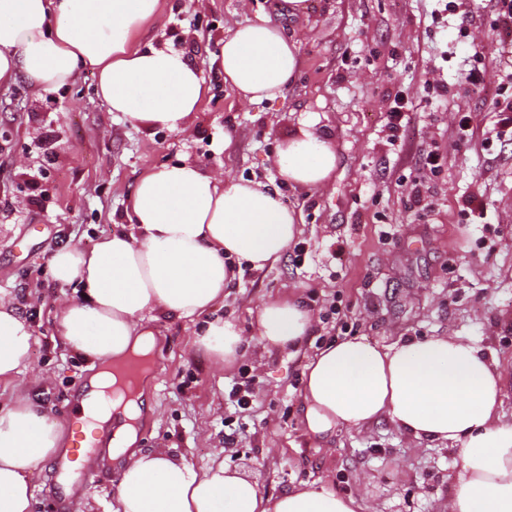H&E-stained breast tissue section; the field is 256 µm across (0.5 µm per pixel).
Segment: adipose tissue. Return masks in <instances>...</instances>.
<instances>
[{"label":"adipose tissue","instance_id":"adipose-tissue-1","mask_svg":"<svg viewBox=\"0 0 512 512\" xmlns=\"http://www.w3.org/2000/svg\"><path fill=\"white\" fill-rule=\"evenodd\" d=\"M164 0H0V86L24 76L38 93L96 78L109 111L146 127L187 133L206 88L198 69L173 47L142 48V29ZM224 80L245 102L282 95L299 69V40L260 19L229 28L217 57ZM337 155L305 128L278 145L282 181L327 186ZM131 229L91 250L67 245L51 260L62 284L80 283L79 299L58 306L63 344L93 368H121L156 346L147 313L199 318L195 342L224 368L243 337L233 321L208 319L236 278V265L278 261L300 233L301 214L279 190L206 173L192 162L163 164L138 181ZM259 335L272 347H300L314 316L296 296L263 301ZM32 329L0 298V383L26 368ZM504 373L475 343L458 336L409 337L390 346L353 336L313 356L303 389L310 433L360 430L389 419L402 433L454 449L458 465L444 512H512V421L502 418ZM140 403L110 442L121 460L112 512H363L359 498L326 486L262 493L246 473L217 461L204 469L168 448L135 447ZM67 442L45 408L17 396L0 406V512H33L31 475Z\"/></svg>","mask_w":512,"mask_h":512}]
</instances>
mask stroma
I'll return each mask as SVG.
<instances>
[{
    "label": "stroma",
    "instance_id": "35a3bbf8",
    "mask_svg": "<svg viewBox=\"0 0 512 512\" xmlns=\"http://www.w3.org/2000/svg\"><path fill=\"white\" fill-rule=\"evenodd\" d=\"M279 0H165L141 44L172 46L201 71L208 89L191 129L179 134L109 111L96 80L82 73L68 87L34 94L24 76L0 89V296L34 331L19 381L56 418L92 369L63 346L57 305L73 286L54 282L57 249H92L128 230L136 184L149 168L182 161L204 172L277 187L300 208L301 232L282 258L243 268L210 312L236 323L244 357L216 370L196 346L193 321L155 315L144 325L158 339L150 361V412L137 423L138 445L164 444L195 467L223 450L226 466L246 471L265 495L302 485L363 498L367 512H439L456 475L452 450L416 444L388 420L326 437L306 426L302 391L311 357L352 336L386 346L404 336H459L484 347L512 372V139H498L500 75L512 71V29L498 26L489 0H459L438 16V0H310L307 17H282ZM267 18L300 29V66L273 100L241 101L214 57L230 23ZM500 51L483 93L461 75L471 51ZM447 84V97L426 89ZM409 106L401 137L387 123L395 96ZM473 134L457 138L461 115ZM333 145L329 186L301 190L270 165L277 144L303 124ZM444 158L439 174L422 166ZM429 189L426 215L411 208L413 182ZM298 294L315 316L302 347H264L258 312L270 298ZM254 382L248 409L227 390ZM35 512H72L51 461L31 476Z\"/></svg>",
    "mask_w": 512,
    "mask_h": 512
}]
</instances>
